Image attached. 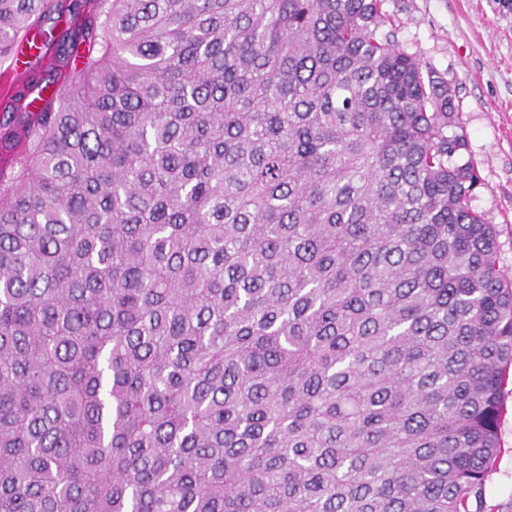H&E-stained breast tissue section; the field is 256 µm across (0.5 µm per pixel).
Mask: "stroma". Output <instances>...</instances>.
Listing matches in <instances>:
<instances>
[{
  "instance_id": "obj_1",
  "label": "stroma",
  "mask_w": 512,
  "mask_h": 512,
  "mask_svg": "<svg viewBox=\"0 0 512 512\" xmlns=\"http://www.w3.org/2000/svg\"><path fill=\"white\" fill-rule=\"evenodd\" d=\"M397 39L421 55L456 91L467 155L483 185L471 201L499 230V265L512 276V0H388ZM70 14L45 18L27 56L0 57V125L12 121L27 94L44 84L47 36H60ZM501 453L485 486L483 512H512V392L499 431Z\"/></svg>"
}]
</instances>
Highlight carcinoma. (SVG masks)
Wrapping results in <instances>:
<instances>
[{
  "label": "carcinoma",
  "instance_id": "1",
  "mask_svg": "<svg viewBox=\"0 0 512 512\" xmlns=\"http://www.w3.org/2000/svg\"><path fill=\"white\" fill-rule=\"evenodd\" d=\"M386 2H74L0 132V512H482L512 279Z\"/></svg>",
  "mask_w": 512,
  "mask_h": 512
}]
</instances>
